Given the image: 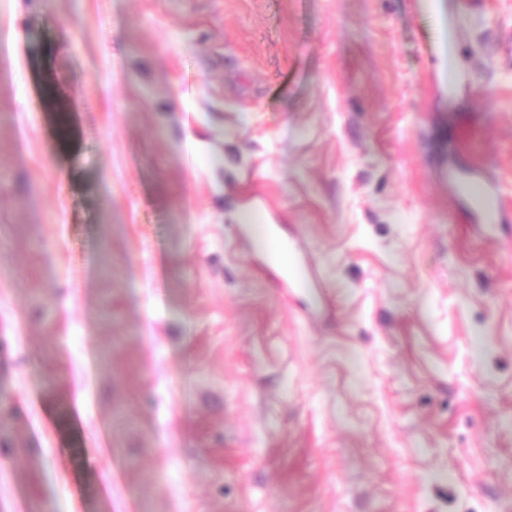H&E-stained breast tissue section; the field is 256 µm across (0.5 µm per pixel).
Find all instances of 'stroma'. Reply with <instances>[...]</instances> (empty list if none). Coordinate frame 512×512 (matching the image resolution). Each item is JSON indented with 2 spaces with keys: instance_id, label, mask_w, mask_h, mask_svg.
I'll use <instances>...</instances> for the list:
<instances>
[{
  "instance_id": "stroma-1",
  "label": "stroma",
  "mask_w": 512,
  "mask_h": 512,
  "mask_svg": "<svg viewBox=\"0 0 512 512\" xmlns=\"http://www.w3.org/2000/svg\"><path fill=\"white\" fill-rule=\"evenodd\" d=\"M0 512H512V0H0ZM458 193L482 210L489 224L496 222L500 204L489 192L484 182L477 179L464 180L458 185ZM256 233L265 236L272 261L288 270V278L294 286L301 287L308 281L307 270L296 252L284 245L272 232L269 224H254Z\"/></svg>"
}]
</instances>
